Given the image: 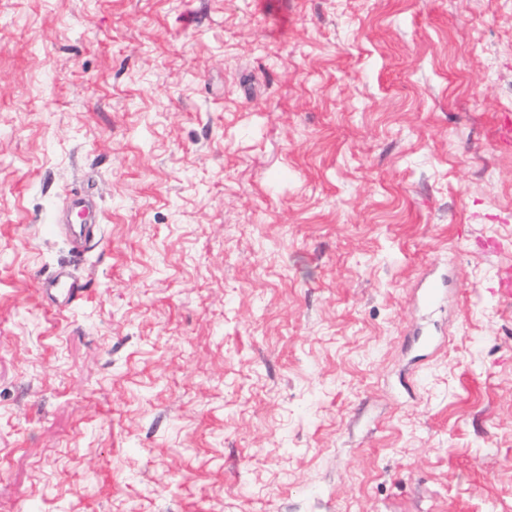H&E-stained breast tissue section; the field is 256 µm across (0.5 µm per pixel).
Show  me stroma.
Masks as SVG:
<instances>
[{"instance_id":"obj_1","label":"stroma","mask_w":512,"mask_h":512,"mask_svg":"<svg viewBox=\"0 0 512 512\" xmlns=\"http://www.w3.org/2000/svg\"><path fill=\"white\" fill-rule=\"evenodd\" d=\"M493 112L512 0H0V512H512ZM72 238L75 248L85 253L92 245L101 239L100 227L98 224H67L65 225ZM44 288L59 308L70 307L82 301L88 292L86 284L76 276L65 271L63 267L55 268L42 279Z\"/></svg>"}]
</instances>
